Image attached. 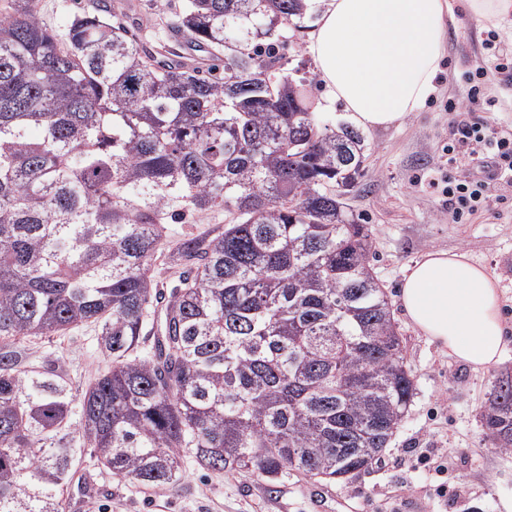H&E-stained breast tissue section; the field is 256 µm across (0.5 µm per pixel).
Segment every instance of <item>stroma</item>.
Returning <instances> with one entry per match:
<instances>
[{"label":"stroma","mask_w":512,"mask_h":512,"mask_svg":"<svg viewBox=\"0 0 512 512\" xmlns=\"http://www.w3.org/2000/svg\"><path fill=\"white\" fill-rule=\"evenodd\" d=\"M120 7L122 21L149 40L167 39L165 26H150L146 12L157 4L167 15L183 0H106ZM316 16L289 29L285 55L293 78L307 77L308 97L324 119L340 122L339 107L323 106L324 92L307 51ZM512 51V28L491 29L475 19L450 20L442 72L425 107L402 124L364 131V170L345 195L355 217L367 224L374 241L372 264L386 286L402 336L403 353L416 385L407 416L381 460L342 483L302 477L280 481L277 492L264 478L204 470L187 463L176 487L142 488L96 475L100 496L83 512H512V453L493 448L479 418L497 369H512V198L485 212L454 221L441 189L477 160L449 161L445 147L452 114L448 104L463 99L469 74L487 55L488 33ZM438 188H431L430 179ZM432 250L463 252L483 266L500 290L507 349L498 368L476 370L438 349L408 322L397 305L410 267ZM65 364L74 391H81L108 358L97 348L91 328L76 326L43 343ZM445 448L455 460L449 472L436 470L424 449Z\"/></svg>","instance_id":"stroma-1"}]
</instances>
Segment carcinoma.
Listing matches in <instances>:
<instances>
[{
  "label": "carcinoma",
  "instance_id": "1",
  "mask_svg": "<svg viewBox=\"0 0 512 512\" xmlns=\"http://www.w3.org/2000/svg\"><path fill=\"white\" fill-rule=\"evenodd\" d=\"M40 2L0 5V512H69L88 459L145 488L188 458L272 485L371 468L415 386L344 202L364 138L286 72L307 0H183L152 48L106 4L58 33ZM219 209L164 251L169 222ZM79 324L110 365L75 395L36 353ZM480 420L512 452L511 370ZM228 220L229 218L227 217V214H224V211H217L197 218L195 221H192V224L171 223L168 225V228L172 236H176L181 232L203 234L210 231L217 224H227L229 222Z\"/></svg>",
  "mask_w": 512,
  "mask_h": 512
}]
</instances>
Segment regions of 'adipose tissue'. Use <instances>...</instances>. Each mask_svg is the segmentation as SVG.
Returning <instances> with one entry per match:
<instances>
[{"instance_id":"obj_1","label":"adipose tissue","mask_w":512,"mask_h":512,"mask_svg":"<svg viewBox=\"0 0 512 512\" xmlns=\"http://www.w3.org/2000/svg\"><path fill=\"white\" fill-rule=\"evenodd\" d=\"M458 9L496 27L512 19V0H323L307 49L326 99L366 130L420 111ZM400 302L424 336L473 368L496 365L511 342L495 280L466 254H425L406 275Z\"/></svg>"}]
</instances>
